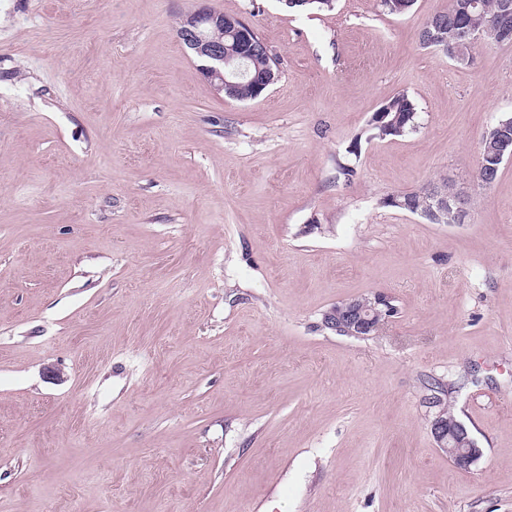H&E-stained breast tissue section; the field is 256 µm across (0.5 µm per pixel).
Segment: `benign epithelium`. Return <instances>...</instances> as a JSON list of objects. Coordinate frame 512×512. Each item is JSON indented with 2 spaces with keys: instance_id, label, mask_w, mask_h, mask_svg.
I'll return each mask as SVG.
<instances>
[{
  "instance_id": "benign-epithelium-1",
  "label": "benign epithelium",
  "mask_w": 512,
  "mask_h": 512,
  "mask_svg": "<svg viewBox=\"0 0 512 512\" xmlns=\"http://www.w3.org/2000/svg\"><path fill=\"white\" fill-rule=\"evenodd\" d=\"M200 2L202 5L182 16L177 34L180 41L201 61L203 76L221 92L224 87L235 84L237 78L245 76V71L237 68L231 72V77L224 75V41L214 39L213 32L224 27L230 30L234 38V56L241 62L254 51L257 33L241 19L236 17L227 21L223 13L205 5V0ZM465 201L467 195L462 191L457 194L453 204L445 197L436 196L423 205L421 214L436 223L463 224L469 216V210L464 206ZM395 313L396 308L390 298L382 292H376L370 297L340 302L328 311V317L348 332L364 337L380 329ZM431 432L438 447L448 453V459L459 469H469L482 455L481 449L471 444L464 425L451 422L440 413L431 422Z\"/></svg>"
}]
</instances>
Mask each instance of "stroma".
I'll list each match as a JSON object with an SVG mask.
<instances>
[{"mask_svg": "<svg viewBox=\"0 0 512 512\" xmlns=\"http://www.w3.org/2000/svg\"><path fill=\"white\" fill-rule=\"evenodd\" d=\"M207 2L276 58L257 98L179 40L196 0H0V512H512V161L475 178L512 45L422 47L448 0ZM443 177L465 223L382 204ZM375 292L376 334L323 326ZM380 108L382 109L377 116V118L379 119L377 124L382 123L384 119V117L382 116L383 112H388L389 114L384 120V122L391 121L392 119H394L396 114H400V124L403 122L402 119L406 114H412L416 112L413 100L407 94L404 93L394 96L391 99L385 101L379 106V108L375 112H377ZM415 114L416 113L413 114L412 119L415 117ZM433 399L430 404L434 407H440L438 411H443L444 417L457 420L448 412V409H445L442 398L433 397ZM443 416L442 413H439L431 422V432L438 447L448 453V459L457 468L470 469L481 457V449L477 448L476 444L474 446L471 444V439L462 423L451 422Z\"/></svg>", "mask_w": 512, "mask_h": 512, "instance_id": "obj_1", "label": "stroma"}]
</instances>
